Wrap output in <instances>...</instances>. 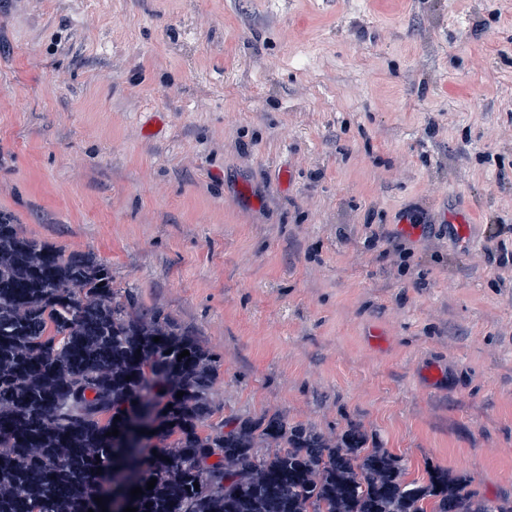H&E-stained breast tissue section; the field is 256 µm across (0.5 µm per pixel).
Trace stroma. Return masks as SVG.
<instances>
[{
  "label": "stroma",
  "mask_w": 512,
  "mask_h": 512,
  "mask_svg": "<svg viewBox=\"0 0 512 512\" xmlns=\"http://www.w3.org/2000/svg\"><path fill=\"white\" fill-rule=\"evenodd\" d=\"M0 213L217 353L213 421L512 500V0H0Z\"/></svg>",
  "instance_id": "35a3bbf8"
}]
</instances>
